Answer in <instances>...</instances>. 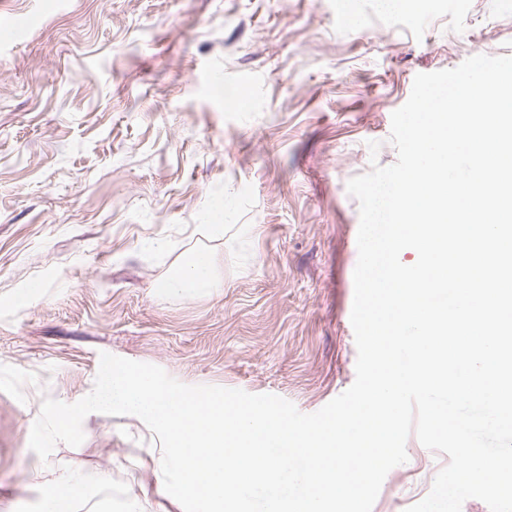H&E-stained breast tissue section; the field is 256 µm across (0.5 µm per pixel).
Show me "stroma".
Here are the masks:
<instances>
[{"label":"stroma","instance_id":"obj_1","mask_svg":"<svg viewBox=\"0 0 512 512\" xmlns=\"http://www.w3.org/2000/svg\"><path fill=\"white\" fill-rule=\"evenodd\" d=\"M0 0V512H41L70 471L75 512H183L152 493L158 439L92 413L79 446L29 447L44 397L73 403L101 353L187 385L275 394L310 414L354 382L359 204L389 166L416 74L512 55L501 0ZM379 142L371 153L369 142ZM224 201L223 237L208 213ZM209 254L217 288H161ZM372 512H407L447 455L409 436Z\"/></svg>","mask_w":512,"mask_h":512}]
</instances>
